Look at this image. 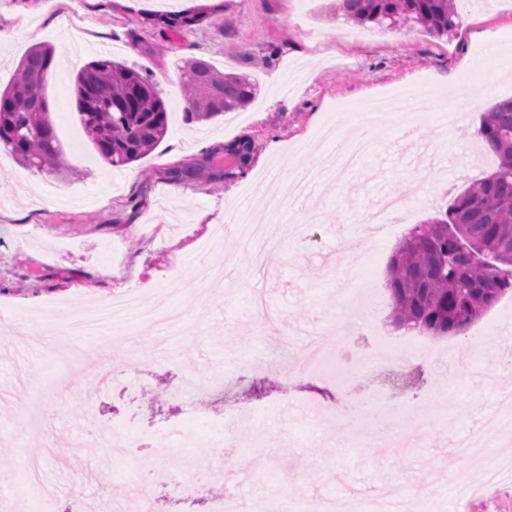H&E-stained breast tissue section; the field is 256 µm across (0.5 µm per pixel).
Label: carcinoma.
Segmentation results:
<instances>
[{"instance_id":"obj_1","label":"carcinoma","mask_w":512,"mask_h":512,"mask_svg":"<svg viewBox=\"0 0 512 512\" xmlns=\"http://www.w3.org/2000/svg\"><path fill=\"white\" fill-rule=\"evenodd\" d=\"M336 8L360 24L412 22L443 36L456 28L454 0H336ZM204 11L160 18L181 29ZM55 54L44 44L28 50L15 77L0 90V145L25 166L62 173V158L43 92ZM187 115L210 121L249 105L256 86L243 74L223 73L209 62L182 67ZM80 123L97 154L122 167L152 152L165 138L169 112L149 79L126 63L92 60L74 77ZM478 135L497 157L494 172L457 195L445 211L411 228L394 251L389 270L393 322L433 337L464 332L503 295L512 293V98L485 113ZM170 181L224 182L215 152L169 171Z\"/></svg>"}]
</instances>
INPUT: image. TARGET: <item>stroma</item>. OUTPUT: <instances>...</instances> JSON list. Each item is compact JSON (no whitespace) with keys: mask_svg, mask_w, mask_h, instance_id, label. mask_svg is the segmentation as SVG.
<instances>
[{"mask_svg":"<svg viewBox=\"0 0 512 512\" xmlns=\"http://www.w3.org/2000/svg\"><path fill=\"white\" fill-rule=\"evenodd\" d=\"M174 9H206L188 29L153 18L154 0H0V87L13 79L23 54L38 43L55 48L48 83L50 117L69 167L49 175L22 166L0 147V512H211L217 491L266 500L281 512L285 497L344 494L374 499L387 491L396 512H512V487L459 501L455 484L478 478L487 458L453 452L452 436L483 434L493 457L512 459V424L483 426L501 393L512 392V295L503 296L462 334L437 338L443 360L410 390L421 404L437 395L446 425L427 429L431 412H415L399 431L345 426L325 409L330 397L314 375L286 381L258 369L263 342L251 319L253 291L305 345L342 320L353 297L382 332L394 335L386 289L396 246L416 224L437 216L466 187L495 170L497 159L477 131L485 108L512 98V0H460L454 31L435 38L407 24L388 29L330 13L326 0H173ZM480 56L483 66L468 58ZM113 58L149 70L166 102L169 131L149 155L116 168L102 161L75 109L73 75L84 63ZM204 60L223 72L250 76L257 97L239 117L187 122L180 82L185 61ZM449 78L480 98L446 129L444 108L455 96L422 99L435 77ZM406 92L421 103L411 125L371 113L345 120L374 125L375 148L346 182L314 187L301 201L298 235L271 247L265 275L239 247L240 210L263 223L272 214L266 183L287 180L289 167H308L330 151L317 127L336 106ZM247 136L251 166L215 185L170 182V168ZM433 191L421 199L419 187ZM411 198L395 232L371 236L357 220L383 193ZM217 238L210 262L223 265L224 285L193 279L200 245ZM111 277H101L103 267ZM129 288L142 305L170 292L182 316V338L162 345V332L130 320L133 349L113 357L104 375L78 373L86 340L31 352L28 335L59 330L66 317ZM493 336L497 345L483 346ZM65 370L76 387L39 404L43 376ZM224 373V387L177 404L169 391L187 374ZM243 404L258 408L248 425L221 423ZM26 407L18 416V407ZM194 437L192 486L172 478L179 457L156 458L143 482L123 474L136 465L112 446L114 424L151 427L161 442L180 447L168 421ZM220 447H209L211 439ZM231 448L232 461L223 450ZM294 479L283 485V475Z\"/></svg>","mask_w":512,"mask_h":512,"instance_id":"1","label":"stroma"}]
</instances>
